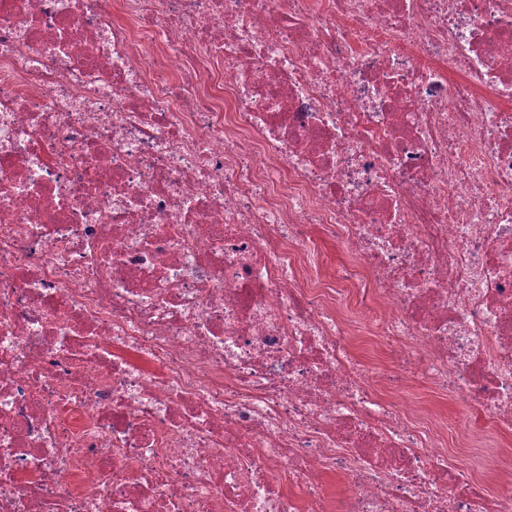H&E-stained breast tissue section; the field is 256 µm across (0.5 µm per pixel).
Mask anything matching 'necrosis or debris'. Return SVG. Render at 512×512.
<instances>
[{
	"label": "necrosis or debris",
	"instance_id": "1",
	"mask_svg": "<svg viewBox=\"0 0 512 512\" xmlns=\"http://www.w3.org/2000/svg\"><path fill=\"white\" fill-rule=\"evenodd\" d=\"M357 325L512 430V0H0V512H483ZM346 339L355 358L370 371L383 375L394 370L395 364L391 362L377 336L360 332L346 336Z\"/></svg>",
	"mask_w": 512,
	"mask_h": 512
}]
</instances>
